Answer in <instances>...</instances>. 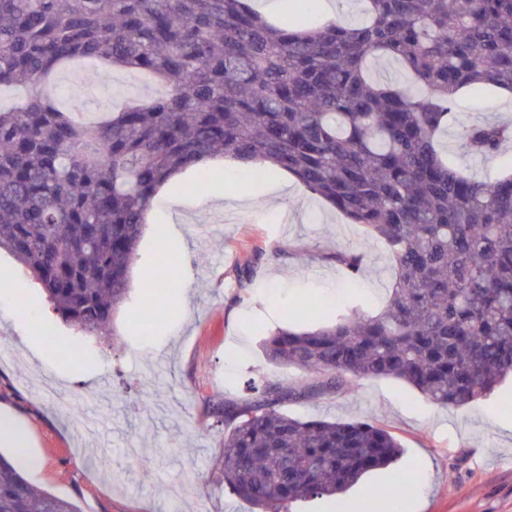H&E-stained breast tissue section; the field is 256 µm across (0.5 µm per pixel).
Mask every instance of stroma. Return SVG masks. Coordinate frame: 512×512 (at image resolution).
Instances as JSON below:
<instances>
[{"mask_svg": "<svg viewBox=\"0 0 512 512\" xmlns=\"http://www.w3.org/2000/svg\"><path fill=\"white\" fill-rule=\"evenodd\" d=\"M62 105L94 119L125 101H147L162 84L87 61L53 78ZM512 120V99L499 91H461L455 119L440 137L460 169L483 180L512 161V143L486 157L467 151L461 133L484 121ZM197 174L156 195L129 291L114 320L115 336L83 337L62 322L42 290L7 252H0V412L28 429L38 468L30 482L76 502L81 512H252L219 477L225 399L249 381L300 382L296 367L270 364L262 340L276 329H311L337 314L370 313L387 298L393 275L383 245H373L362 271L347 278L324 255L356 250L358 225L299 185L282 206L269 203L272 176L250 187L249 199L197 188ZM293 244L295 253L272 252ZM185 249L173 289L149 291L144 273L161 250ZM266 253L249 287L236 269L254 250ZM188 308H180V293ZM296 316L285 317L287 308ZM27 310L42 337L30 341L18 317ZM300 418L372 421L391 429L403 453L366 474L345 503L411 483L407 512H512V381L463 408L444 409L407 384L369 378L350 389L287 407ZM151 461L143 477L141 458Z\"/></svg>", "mask_w": 512, "mask_h": 512, "instance_id": "35a3bbf8", "label": "stroma"}]
</instances>
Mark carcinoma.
I'll return each instance as SVG.
<instances>
[{
    "instance_id": "obj_1",
    "label": "carcinoma",
    "mask_w": 512,
    "mask_h": 512,
    "mask_svg": "<svg viewBox=\"0 0 512 512\" xmlns=\"http://www.w3.org/2000/svg\"><path fill=\"white\" fill-rule=\"evenodd\" d=\"M355 27L275 25L248 0H0V250L85 336L112 324L153 200L178 171L224 156L239 173L293 174L351 224L356 251L322 258L350 275L384 244L394 275L374 315L268 335V360L301 383H251L224 401V484L257 512L338 496L402 453L371 421L302 420L290 403L400 380L459 408L512 375V169L476 180L438 136L464 89L512 92V0H366ZM83 59L167 87L107 120L81 122L48 91ZM390 62L403 84L379 79ZM475 155L512 141V123L464 129ZM0 512H80L0 455Z\"/></svg>"
}]
</instances>
